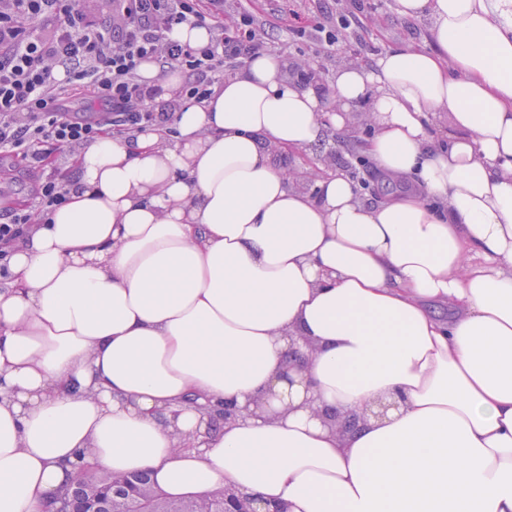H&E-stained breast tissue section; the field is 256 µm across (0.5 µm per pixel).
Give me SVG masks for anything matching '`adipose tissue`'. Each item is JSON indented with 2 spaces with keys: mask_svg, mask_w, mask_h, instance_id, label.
<instances>
[{
  "mask_svg": "<svg viewBox=\"0 0 512 512\" xmlns=\"http://www.w3.org/2000/svg\"><path fill=\"white\" fill-rule=\"evenodd\" d=\"M394 11L432 48L344 65L326 96L261 52L172 133L81 149L0 288V512H54L98 471L284 512H512V0ZM360 104L362 152L415 190L370 205L326 163L272 165ZM394 398L344 434L304 406Z\"/></svg>",
  "mask_w": 512,
  "mask_h": 512,
  "instance_id": "adipose-tissue-1",
  "label": "adipose tissue"
}]
</instances>
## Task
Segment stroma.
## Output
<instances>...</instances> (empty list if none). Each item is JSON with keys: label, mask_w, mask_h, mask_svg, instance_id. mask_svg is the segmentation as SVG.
Segmentation results:
<instances>
[{"label": "stroma", "mask_w": 512, "mask_h": 512, "mask_svg": "<svg viewBox=\"0 0 512 512\" xmlns=\"http://www.w3.org/2000/svg\"><path fill=\"white\" fill-rule=\"evenodd\" d=\"M224 8L230 14L249 12L268 35V52L315 70L313 84L323 92L344 64L371 63L390 47L430 44V22L399 18L393 0H224ZM353 10L358 22L344 29L338 46H326L314 23L324 20L334 27L339 14ZM324 152L334 167L353 173L365 202L381 203L397 191V184L381 176L370 159L361 157L354 141L332 142Z\"/></svg>", "instance_id": "1"}]
</instances>
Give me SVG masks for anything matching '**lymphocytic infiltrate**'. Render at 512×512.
<instances>
[{
    "label": "lymphocytic infiltrate",
    "instance_id": "f902f5d3",
    "mask_svg": "<svg viewBox=\"0 0 512 512\" xmlns=\"http://www.w3.org/2000/svg\"><path fill=\"white\" fill-rule=\"evenodd\" d=\"M101 20L87 0H0V156L20 158L39 180L31 204L0 217V277L10 248L35 219L67 200L71 182L59 159L103 134L123 135L167 127L183 102L206 97L224 67L265 47V34L247 13L228 14L224 0H110ZM204 25L211 40L202 48L170 37L174 26ZM154 60L177 70L179 88L143 80L138 68ZM64 78H56L55 68ZM69 93L90 105L72 110ZM104 105L93 113L92 104Z\"/></svg>",
    "mask_w": 512,
    "mask_h": 512
}]
</instances>
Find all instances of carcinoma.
<instances>
[{"mask_svg":"<svg viewBox=\"0 0 512 512\" xmlns=\"http://www.w3.org/2000/svg\"><path fill=\"white\" fill-rule=\"evenodd\" d=\"M96 501L98 512H224V494L200 499L172 500L158 492L146 473L114 477L101 475L76 484L65 507L83 512Z\"/></svg>","mask_w":512,"mask_h":512,"instance_id":"obj_1","label":"carcinoma"}]
</instances>
